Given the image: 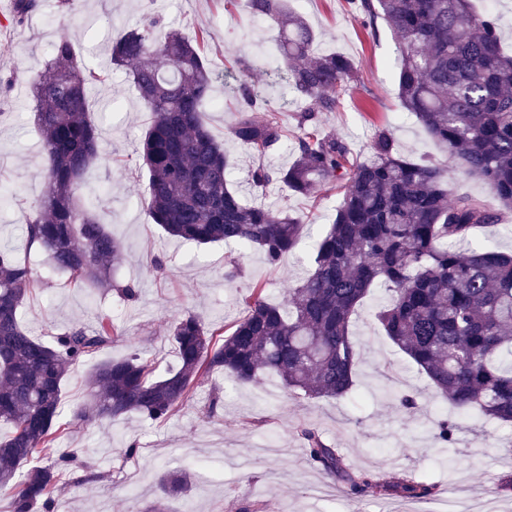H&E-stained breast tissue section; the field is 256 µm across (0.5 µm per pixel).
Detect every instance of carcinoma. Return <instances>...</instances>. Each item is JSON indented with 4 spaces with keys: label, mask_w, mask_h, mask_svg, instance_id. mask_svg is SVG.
<instances>
[{
    "label": "carcinoma",
    "mask_w": 512,
    "mask_h": 512,
    "mask_svg": "<svg viewBox=\"0 0 512 512\" xmlns=\"http://www.w3.org/2000/svg\"><path fill=\"white\" fill-rule=\"evenodd\" d=\"M347 3L363 26L373 29L380 18L390 26L400 53V104L448 162L404 156L385 127L375 129L368 155L355 159L320 118L360 84L353 60L314 54L316 34L288 0H249L254 16L276 24L285 84L306 104L296 114L291 165L258 166L251 181L260 189L279 184L294 196L309 195L318 182L337 185L342 198L334 221L317 247L314 269L284 303L267 302L264 288L254 286L246 315L220 341L197 315L182 316L171 333L177 367L158 377L137 352L99 362L75 420L115 425L136 414L162 423L218 371L239 384L274 373L300 398H343L361 361L353 319L380 286L385 299L374 319L436 390L469 416L512 422V254L477 245L479 230L512 210V56L502 50L498 19L476 11L472 0ZM40 6L41 0H13L11 23L23 24ZM203 44L204 33L189 38L148 15L111 45L110 63L131 67L138 96L153 115L140 154L149 216L170 237L258 248L276 266L297 245L302 222L283 208L246 202L233 187L229 154L201 118L214 82ZM108 78L109 70L79 63L73 39L62 32L46 71L29 79L46 190L25 224L27 247L90 295L112 287L111 270L125 257L87 179L101 147L88 96ZM235 112L232 142L266 156L288 141L282 109L270 108L255 85H239ZM257 112L267 118L258 120ZM451 168L481 179L489 198L454 192L446 177ZM34 287L29 260L0 246V426L10 427L0 435V487L11 490L10 512H54L55 492L78 451H62L23 476L19 470L62 433L58 419L70 367L119 336L107 316L50 343L30 336L18 312ZM297 433L312 463L354 494L396 491L426 499L434 493V485L412 471L396 486L353 472L317 430L300 426ZM187 486L174 475L162 480L161 491L180 495Z\"/></svg>",
    "instance_id": "obj_1"
}]
</instances>
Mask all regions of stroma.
<instances>
[{
  "label": "stroma",
  "mask_w": 512,
  "mask_h": 512,
  "mask_svg": "<svg viewBox=\"0 0 512 512\" xmlns=\"http://www.w3.org/2000/svg\"><path fill=\"white\" fill-rule=\"evenodd\" d=\"M56 2L41 0L40 10L19 30L8 21L10 0H0V74L19 75L8 103L0 105V244L28 255L36 280L19 319L30 335L48 342L71 326H94L101 314H108L121 334L99 358L137 351L163 373L177 363L169 336L176 318L193 313L208 328L226 334L245 315L243 299L252 285L263 284L268 301L283 302L288 288L311 272L317 244L330 228L341 195L326 186L308 197L292 195L278 185L263 195L252 190L247 183L250 170L293 161L295 116L282 115L289 142L257 157L229 141L236 101L232 88L219 82L203 120L229 152L231 182L246 201L277 203L300 216L299 244L273 267L257 249L240 250L221 242L196 245L167 237L148 214L147 175L138 158L152 114L139 100L128 70L116 69L109 82L90 94L103 157L91 167L89 179L103 194L105 222L123 244L126 258L102 295H88L53 272L39 253H27L22 226L46 188L27 80L43 70L61 30ZM290 5L315 30L316 52L344 54L362 74L361 86L345 96L336 111L322 114L325 131L363 155L374 128L385 126L404 155L439 157L416 118L400 105L399 49L390 28L381 21L375 29L363 28L345 0H291ZM149 13L159 15L166 28L190 36L206 31L216 70L245 56L253 61L249 79L258 83L279 63L275 32L269 21L253 17L248 0H234L227 7L220 0H77L68 32L78 57L92 67L109 65L112 41ZM231 258L243 269L242 278L233 283L224 278ZM129 283L139 290L132 301L120 294ZM381 300L378 294L369 298L354 323L362 357L352 394L339 400L289 395L273 375L239 385L216 374L205 379L193 400L167 422L153 424L133 416L114 426L98 421L81 424L74 422L73 413L85 399L87 374L96 360L72 367L61 398V420L68 428L59 445L79 449L81 460L98 477L80 485L74 476L65 477L56 494L57 512H99L103 507L108 512H145L161 494L162 475L177 470L190 472L192 488L187 496L168 500L170 512L188 507L193 512H237L241 500L258 512H389L398 505L411 512H444L455 501L466 503L470 512H486L490 502L497 512H512V493L500 489L502 482L512 479V424L471 417L461 421L453 444L442 445L435 422L453 408L373 318ZM386 388L414 395L415 407L405 408L383 396ZM301 425L316 428L352 469L379 473L394 483L413 470L437 485L440 493L420 500L398 493H351L309 464L296 433ZM131 442L136 451L129 456L125 448Z\"/></svg>",
  "instance_id": "stroma-1"
}]
</instances>
